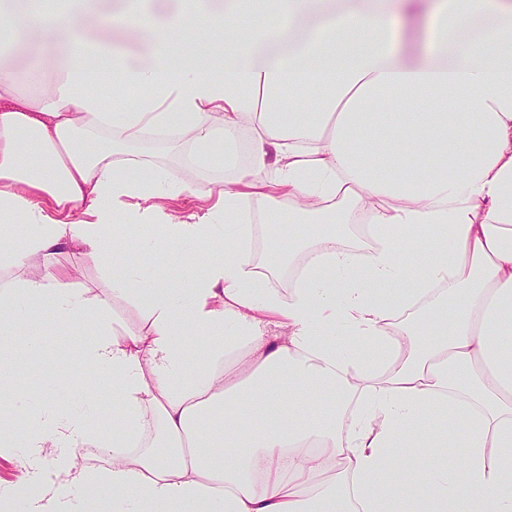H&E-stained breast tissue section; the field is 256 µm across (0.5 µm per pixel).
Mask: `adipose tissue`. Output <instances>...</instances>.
I'll return each instance as SVG.
<instances>
[{"label": "adipose tissue", "mask_w": 512, "mask_h": 512, "mask_svg": "<svg viewBox=\"0 0 512 512\" xmlns=\"http://www.w3.org/2000/svg\"><path fill=\"white\" fill-rule=\"evenodd\" d=\"M132 22L154 33L148 64L105 48L97 18L0 8V224L24 230L20 248L0 234V452L22 449L29 470L0 512H512V0H225L220 18ZM287 23L292 49L264 57ZM36 25L71 36L30 61L42 94L27 98L3 59ZM97 62L148 96L114 111L87 90ZM288 87L312 111H286ZM241 130L247 163L185 220L165 203L189 182L127 151L168 139L193 175ZM246 187L265 219L316 225L314 239L274 232L256 256ZM363 222L357 252L338 228ZM134 230L205 245V270L113 282L148 318L120 335L56 263L105 264ZM297 259L287 297L263 287L261 268ZM48 320L90 326L82 361L111 409L66 377L47 400L20 396L27 368L8 353L24 336L40 359ZM339 331L350 348L330 343ZM86 448L107 466L82 464ZM52 453L65 467H44Z\"/></svg>", "instance_id": "ef3b65f1"}]
</instances>
